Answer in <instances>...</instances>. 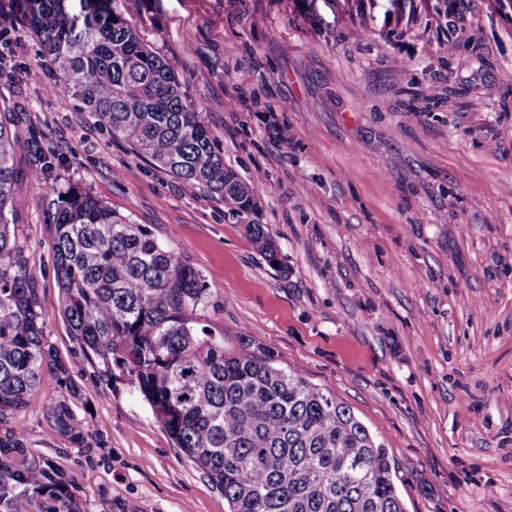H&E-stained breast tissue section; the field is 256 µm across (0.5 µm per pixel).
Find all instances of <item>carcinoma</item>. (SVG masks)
Masks as SVG:
<instances>
[{
  "instance_id": "cac0c4a2",
  "label": "carcinoma",
  "mask_w": 512,
  "mask_h": 512,
  "mask_svg": "<svg viewBox=\"0 0 512 512\" xmlns=\"http://www.w3.org/2000/svg\"><path fill=\"white\" fill-rule=\"evenodd\" d=\"M59 93L78 100L112 136L244 212L252 191L215 148L204 113L174 67L112 15L107 0H23ZM0 120V512H84L80 488L29 456L7 416L39 402L57 430L90 446L66 399L40 396L44 370L70 382L45 340L38 288L12 238V195L25 184L56 192L53 272L72 335L107 369L127 371L176 447L224 492L230 512H404L388 450L349 406L281 366L259 342L224 348L193 322L210 303L204 277L90 193L47 182L20 153L37 144ZM254 249L280 262L276 240L247 224Z\"/></svg>"
}]
</instances>
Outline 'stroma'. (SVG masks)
Wrapping results in <instances>:
<instances>
[{
  "label": "stroma",
  "mask_w": 512,
  "mask_h": 512,
  "mask_svg": "<svg viewBox=\"0 0 512 512\" xmlns=\"http://www.w3.org/2000/svg\"><path fill=\"white\" fill-rule=\"evenodd\" d=\"M206 112L240 212L49 95L21 0H0V97L36 164L149 227L211 293L198 325L256 340L380 441L406 512H512V0H111ZM57 195L25 188L14 235L94 447L39 404L10 415L85 512H228L132 378L72 338L52 266ZM265 225L271 267L244 227Z\"/></svg>",
  "instance_id": "1"
}]
</instances>
